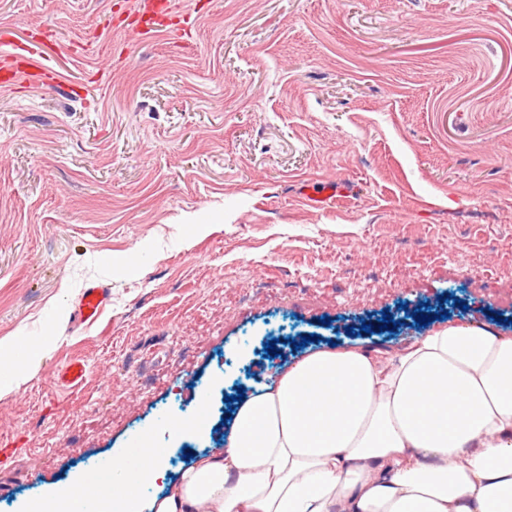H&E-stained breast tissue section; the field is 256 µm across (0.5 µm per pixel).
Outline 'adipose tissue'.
<instances>
[{
  "label": "adipose tissue",
  "instance_id": "adipose-tissue-1",
  "mask_svg": "<svg viewBox=\"0 0 512 512\" xmlns=\"http://www.w3.org/2000/svg\"><path fill=\"white\" fill-rule=\"evenodd\" d=\"M208 432L170 422L141 463L113 461L111 493L84 476L23 512H512V335L450 322L392 352H313L240 406L226 448L143 498L164 441Z\"/></svg>",
  "mask_w": 512,
  "mask_h": 512
}]
</instances>
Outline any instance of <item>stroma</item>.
<instances>
[{
    "instance_id": "35a3bbf8",
    "label": "stroma",
    "mask_w": 512,
    "mask_h": 512,
    "mask_svg": "<svg viewBox=\"0 0 512 512\" xmlns=\"http://www.w3.org/2000/svg\"><path fill=\"white\" fill-rule=\"evenodd\" d=\"M154 2L0 0V341L40 354L0 394V512L207 394L176 479L227 444V397L331 342L398 349L416 312L512 334V0H165L141 33ZM31 44L59 82L14 80ZM345 189V185L339 182H325L317 190L313 188L312 192H308L306 198L313 205L323 206L341 196ZM108 302V288L92 285L85 288L77 308V317L81 321L94 320Z\"/></svg>"
}]
</instances>
